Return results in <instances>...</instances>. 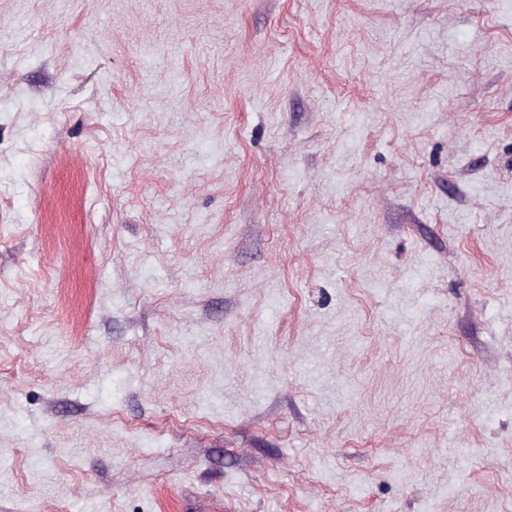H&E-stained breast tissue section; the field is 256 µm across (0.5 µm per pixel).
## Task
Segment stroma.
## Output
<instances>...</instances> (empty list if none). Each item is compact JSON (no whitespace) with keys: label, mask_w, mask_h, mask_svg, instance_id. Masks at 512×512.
<instances>
[{"label":"stroma","mask_w":512,"mask_h":512,"mask_svg":"<svg viewBox=\"0 0 512 512\" xmlns=\"http://www.w3.org/2000/svg\"><path fill=\"white\" fill-rule=\"evenodd\" d=\"M0 512H512V0H0Z\"/></svg>","instance_id":"1"}]
</instances>
